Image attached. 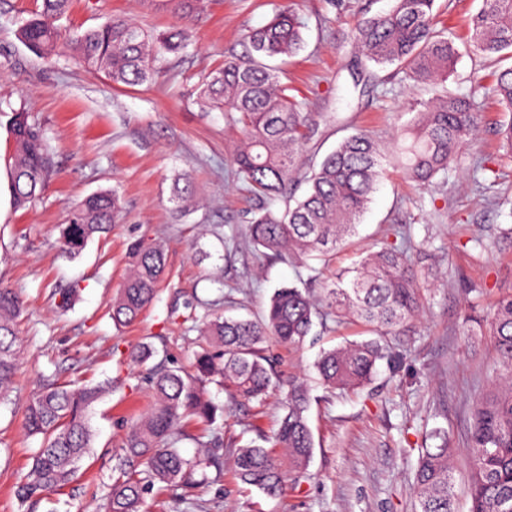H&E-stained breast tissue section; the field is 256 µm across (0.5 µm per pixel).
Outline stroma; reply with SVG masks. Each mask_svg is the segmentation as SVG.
Instances as JSON below:
<instances>
[{
  "mask_svg": "<svg viewBox=\"0 0 512 512\" xmlns=\"http://www.w3.org/2000/svg\"><path fill=\"white\" fill-rule=\"evenodd\" d=\"M281 0H207L192 23L190 45L167 55L151 82L127 89L112 85L65 57L43 58L18 31L36 0H0V284L20 292L25 309L19 330L22 364L11 404L0 407V512H93L108 493L128 420L153 401L146 369L132 365L130 350L150 345L153 363L190 370L203 340L189 313L203 314L216 302L224 312L233 301L239 314L262 315L275 288L294 281L291 266L257 262L248 247L231 249L230 236H243L253 206L230 173L238 134L221 112L197 101L201 75L223 66L225 54L247 51V29L268 22ZM343 12L327 0H293L303 17L306 46L283 65L280 77L299 91L306 111L320 115L315 137L302 160L320 158L353 129L363 127L385 148L409 125L414 108L431 97L434 85L413 84L392 70L364 65L351 29L361 14L390 9L393 0H344ZM128 16L162 31L175 16L161 0H71L62 27L86 30L115 16ZM499 62L463 55L445 84L462 93L472 82L487 91L477 140L460 165L427 189H418L400 169L385 166L355 235L319 265L312 291L337 272L350 269L360 252L383 240L389 225L412 220L415 242L431 238L439 254L431 265L430 302L411 328L409 352L381 367L357 392L329 390L313 367L319 349L362 339L361 327L321 333L318 340L290 349L263 345L277 377L302 376L310 388L311 462L282 498L272 499L235 479L230 470L204 469L192 496L170 487L150 490L147 512H412L413 474L424 437L448 435L454 448V493L458 512H468L471 459L465 446L470 410L481 388L500 373L488 331L468 333L465 307L483 314L512 292V213L481 200L473 186L472 163L480 161L512 189V158L499 148L496 129L505 115L493 93ZM40 124L54 153L55 173L42 197L16 208L6 166L11 153L10 119L16 110ZM195 179L205 198L200 208L177 214L171 202L175 179ZM115 189L124 217L112 234L91 240L80 256H63L59 225L88 195ZM494 240L485 253L473 235ZM161 239L166 274L153 304L127 326L114 325L112 297L120 287L130 241ZM73 286L79 297L67 313L56 307V288ZM76 385L110 384L89 410L92 448L71 482L49 499L18 500L13 488L29 469L41 440L26 436L22 418L29 398L46 380ZM205 390L224 409L218 420L217 454L253 442L269 446L284 415L282 396L271 390L264 406L231 401L223 386Z\"/></svg>",
  "mask_w": 512,
  "mask_h": 512,
  "instance_id": "stroma-1",
  "label": "stroma"
}]
</instances>
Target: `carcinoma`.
Wrapping results in <instances>:
<instances>
[{
  "label": "carcinoma",
  "instance_id": "1",
  "mask_svg": "<svg viewBox=\"0 0 512 512\" xmlns=\"http://www.w3.org/2000/svg\"><path fill=\"white\" fill-rule=\"evenodd\" d=\"M71 0H41L38 11L21 28L20 38L34 53L53 57L68 52L80 66L102 72L116 87H134L152 79L155 64L190 42L189 25L203 11L205 0H164L179 22L150 33L125 17H114L83 32L62 34L57 21ZM438 0H395L384 13L362 17L351 38L366 60L394 67L417 83L445 81L462 54L455 37L439 26ZM469 52L499 57L512 50V0H483L471 18ZM305 22L288 4L263 26L245 37L250 51L227 57L224 67L202 76L199 101L224 111L237 129L240 143L231 165L241 190L260 202L246 226L247 245L260 259L302 264L316 280L309 257L325 258L355 232L383 173V150L365 129L356 128L322 160L304 173L302 196L293 192L296 160L318 131V121L304 104L288 93L269 60L286 61L302 48ZM495 96L509 119L497 129L501 148L512 158V65L500 70ZM484 87L472 83L467 94L443 91L421 104L402 134L395 162L409 180L426 185L458 162L461 149L478 135ZM10 133L14 150L9 159V191L18 207L31 204L45 189L54 168V155L26 112L13 115ZM172 202L183 214L197 203L193 180L175 181ZM280 200V210L272 202ZM123 203L117 191H99L84 199L61 227V253L74 257L95 236L106 235L121 223ZM410 225L393 224L385 238L350 271L336 274L320 295L295 285L275 289L260 319L207 313L199 334L206 347L197 354L189 374L156 365L150 368L155 403L128 428L115 470L118 476L97 512H145L147 489L157 483L189 491L201 460L185 457L179 444L192 424L212 426L218 407L205 399L202 386L220 377L232 395L261 404L273 385L270 364L260 354L269 338L290 347L302 346L314 320L325 326L360 324L373 338L321 351L314 367L331 390H358L371 383L381 361L398 359L388 340L408 335L411 323L427 302L428 284L411 258ZM129 274L112 298V321H135L155 299L166 271L164 245L137 238L127 246ZM57 308L71 309L73 288L55 291ZM24 308L13 288L0 286V405L12 402L13 378L22 344L15 323ZM502 365V374L471 412L468 452L472 460L469 512H512V294L500 299L485 316ZM284 391L286 413L275 434L274 447L247 444L236 450L234 476L269 497L287 490L286 472L299 477L313 452V434L306 413L310 397L298 379L278 383ZM108 386L70 387L55 381L28 401L24 427L43 444L31 467L16 486L22 500L40 498L67 485L77 464L91 447L87 412ZM434 446L420 449L414 472L416 512H456L448 435L436 433ZM144 469L139 471L137 466Z\"/></svg>",
  "mask_w": 512,
  "mask_h": 512
}]
</instances>
